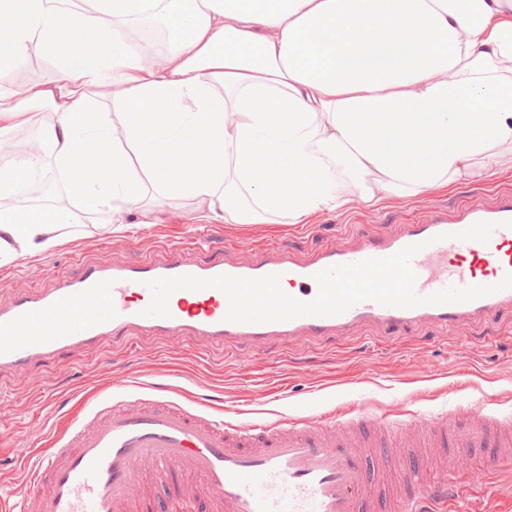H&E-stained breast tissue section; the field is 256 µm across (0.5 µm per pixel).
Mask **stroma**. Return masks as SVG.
Returning <instances> with one entry per match:
<instances>
[{"label":"stroma","mask_w":512,"mask_h":512,"mask_svg":"<svg viewBox=\"0 0 512 512\" xmlns=\"http://www.w3.org/2000/svg\"><path fill=\"white\" fill-rule=\"evenodd\" d=\"M512 194V170L492 182L468 181L431 190L417 200H394L373 213L322 212L309 216L313 236L302 240L292 224L206 223L208 243L194 251L208 261L214 249L258 255L270 247L306 258L345 233L389 236L417 221L422 209L455 212L466 201L489 204ZM128 216V231L107 235L88 218L69 229L65 241L39 256L0 267V303L18 293L73 274L77 261L113 265L162 259L179 246L197 205L166 198ZM165 393L194 411L236 424L274 422L337 405H358L377 415L439 413L459 403L495 397V411L512 412V313L501 312L457 330L423 323L402 336L366 325L354 334L301 337L268 348L242 341L203 348L180 336L130 335L107 340L93 351L63 354L32 364L23 373L0 370V474L12 477L21 497L25 485L16 466L76 416L86 417L101 399L121 400Z\"/></svg>","instance_id":"obj_1"}]
</instances>
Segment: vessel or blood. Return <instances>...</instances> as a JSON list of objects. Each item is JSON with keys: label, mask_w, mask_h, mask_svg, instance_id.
<instances>
[{"label": "vessel or blood", "mask_w": 512, "mask_h": 512, "mask_svg": "<svg viewBox=\"0 0 512 512\" xmlns=\"http://www.w3.org/2000/svg\"><path fill=\"white\" fill-rule=\"evenodd\" d=\"M478 222L495 223L488 242L457 239ZM199 230L162 260L128 265L80 263L72 276L22 292L0 305V369L83 352L107 337L179 335L208 346L240 340L266 348L296 337L345 335L367 324L384 330L421 323L450 328L512 311V288L475 300L412 308L365 300L334 316L288 321H226L228 300L215 288L180 289L170 314L148 316V281L192 275H280L285 293L318 294L315 276L339 264L386 258L421 244L411 260L415 291L498 285L512 273V195L462 203L453 216L430 214L396 234H354L299 259L271 247L260 256L192 258ZM512 468V418L458 404L437 415L374 417L364 410L290 416L230 425L167 395L102 402L88 423L36 449L20 512H420L423 502L471 512L467 489ZM397 474L401 493L382 497L378 478Z\"/></svg>", "instance_id": "b4317fda"}]
</instances>
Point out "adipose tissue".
I'll return each mask as SVG.
<instances>
[{
	"label": "adipose tissue",
	"instance_id": "obj_1",
	"mask_svg": "<svg viewBox=\"0 0 512 512\" xmlns=\"http://www.w3.org/2000/svg\"><path fill=\"white\" fill-rule=\"evenodd\" d=\"M155 19L164 48L124 33ZM33 47L56 78L0 92V141L53 119L0 156V267L94 214L123 232L150 189L258 224L512 169V0H0V74ZM103 79L108 113L83 92ZM47 157L66 204L18 205ZM48 112H51L49 107L34 105L30 121L14 130L13 139L16 143L17 155L22 156L26 153L28 145L40 129L42 121L49 119Z\"/></svg>",
	"mask_w": 512,
	"mask_h": 512
}]
</instances>
